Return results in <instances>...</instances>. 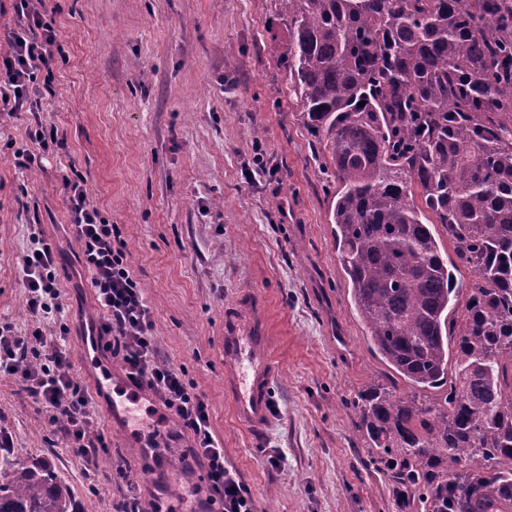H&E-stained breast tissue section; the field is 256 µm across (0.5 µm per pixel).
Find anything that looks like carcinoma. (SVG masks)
Masks as SVG:
<instances>
[{
	"label": "carcinoma",
	"instance_id": "cac0c4a2",
	"mask_svg": "<svg viewBox=\"0 0 512 512\" xmlns=\"http://www.w3.org/2000/svg\"><path fill=\"white\" fill-rule=\"evenodd\" d=\"M275 4L354 307L408 386L360 391L358 435L401 507L512 512V0ZM437 225L474 272L462 309ZM0 512H74L73 493L3 454Z\"/></svg>",
	"mask_w": 512,
	"mask_h": 512
}]
</instances>
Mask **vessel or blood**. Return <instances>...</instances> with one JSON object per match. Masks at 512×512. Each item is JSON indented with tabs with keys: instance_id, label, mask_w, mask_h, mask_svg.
I'll return each instance as SVG.
<instances>
[{
	"instance_id": "obj_1",
	"label": "vessel or blood",
	"mask_w": 512,
	"mask_h": 512,
	"mask_svg": "<svg viewBox=\"0 0 512 512\" xmlns=\"http://www.w3.org/2000/svg\"><path fill=\"white\" fill-rule=\"evenodd\" d=\"M270 330L258 309L241 311L224 322V391L237 420L259 429L271 417L275 365L269 353Z\"/></svg>"
}]
</instances>
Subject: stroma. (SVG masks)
Here are the masks:
<instances>
[{
    "label": "stroma",
    "mask_w": 512,
    "mask_h": 512,
    "mask_svg": "<svg viewBox=\"0 0 512 512\" xmlns=\"http://www.w3.org/2000/svg\"><path fill=\"white\" fill-rule=\"evenodd\" d=\"M64 57L40 112L0 115V321L35 323L20 264L32 229L58 249L70 322L96 317L91 276L66 233L62 174L76 167L116 224L149 307L161 360L208 404L224 462L256 512H415L400 509L386 471L371 464L351 402L393 377L368 347L336 254V180L303 124L288 77L268 46L282 29L274 0H46ZM66 145L40 153L35 122ZM35 153L15 165L17 149ZM260 304L277 377L272 420L240 425L224 393V318ZM109 454L88 462L68 447L17 380L0 376V429L15 458H48L76 512H116L134 484L142 512H190L172 454L155 460L112 426L95 401ZM283 455L280 469L265 456ZM124 468L128 481L116 476Z\"/></svg>",
    "instance_id": "35a3bbf8"
}]
</instances>
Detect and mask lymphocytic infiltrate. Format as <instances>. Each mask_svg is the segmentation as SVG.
I'll list each match as a JSON object with an SVG mask.
<instances>
[{
  "label": "lymphocytic infiltrate",
  "instance_id": "1",
  "mask_svg": "<svg viewBox=\"0 0 512 512\" xmlns=\"http://www.w3.org/2000/svg\"><path fill=\"white\" fill-rule=\"evenodd\" d=\"M14 25L0 53V107L8 113L31 112L52 94L53 69L63 54L54 27L32 0H14ZM71 237L80 246L79 260L91 274L99 318L92 323L103 352L115 359L134 387L161 401L176 426L166 434L151 432L153 449L188 439L187 472L204 466L206 500L217 512H255L253 498L239 473L224 464V448L215 439L210 410L187 387L182 373L161 361L151 333L152 323L143 292L133 278L115 227L89 199L81 175H63ZM56 246L32 233L21 264L26 307L39 326L19 334L0 324V375L18 380L28 396L59 424L58 431L75 452L92 460L107 453L111 441L91 426L92 396L72 371L61 341L71 328L63 319L64 305L57 280ZM55 328L58 344L46 345L43 325Z\"/></svg>",
  "mask_w": 512,
  "mask_h": 512
}]
</instances>
